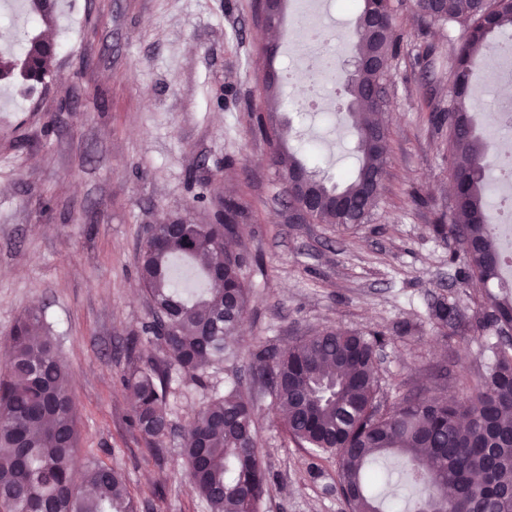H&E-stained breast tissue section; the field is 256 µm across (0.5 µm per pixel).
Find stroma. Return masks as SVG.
Returning <instances> with one entry per match:
<instances>
[{
	"mask_svg": "<svg viewBox=\"0 0 512 512\" xmlns=\"http://www.w3.org/2000/svg\"><path fill=\"white\" fill-rule=\"evenodd\" d=\"M47 34L56 80L34 93L0 83V344L39 309L70 375L79 430L74 463L120 468L137 512H208L192 490L181 436L212 395L239 384L251 398L269 475L257 512H348L335 460L284 431L253 355L332 326L384 336L376 370L390 399L413 390L454 393L458 374L491 358L483 290L468 287V258L434 225L454 208L448 124L450 66L460 32L392 0L397 46L384 79L387 165L365 223L293 224L268 143L252 116L264 109L266 63L258 0H58ZM320 9L351 57L356 0ZM294 5L275 27L277 114L305 166L327 183L353 168L350 96L308 108L291 64L300 56ZM235 201L243 212L232 250L248 260V311L229 365L207 387L169 373L170 432L144 437L130 422L123 375L166 367L146 327L139 245L151 224H204ZM459 314L431 315L436 302Z\"/></svg>",
	"mask_w": 512,
	"mask_h": 512,
	"instance_id": "stroma-1",
	"label": "stroma"
}]
</instances>
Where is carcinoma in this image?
Returning <instances> with one entry per match:
<instances>
[{
    "label": "carcinoma",
    "instance_id": "1",
    "mask_svg": "<svg viewBox=\"0 0 512 512\" xmlns=\"http://www.w3.org/2000/svg\"><path fill=\"white\" fill-rule=\"evenodd\" d=\"M45 26L56 17L50 0H28ZM353 56L384 61L394 53L392 33L379 38L369 17L392 14L389 0H360ZM426 19L461 29L452 65V100L448 106L449 160L456 182L454 223L436 224L440 236L454 235L465 246L471 277L486 288L500 279L503 264L496 226L487 215L486 168L492 143L475 132L470 94L473 60L491 48L493 34L512 27V4L506 0H446L433 9L415 0ZM56 43L43 33L26 39L24 53L0 54V82L19 77L33 91L55 76ZM386 69L361 67L345 79L353 105L358 164L341 185L314 182L319 202L309 215L315 224H361L377 202L363 195L366 171L385 174L386 150L372 132L385 137L374 120L379 105L364 91L382 83ZM269 111L282 104L278 81L264 83ZM258 125L274 163L293 175L307 172L295 159L282 129ZM242 212L233 201L208 224L187 225L188 231L163 242L145 238L139 249V278L151 302L147 330L162 342L171 364L205 384L204 369L224 363L235 347L233 331L248 309L244 283L245 257L225 246L234 236ZM182 255L203 262L208 282L192 298L174 288L170 260ZM487 323L496 328L491 344L494 360L475 376L455 378L457 398L411 394L391 405L375 372L378 333L335 328L318 331L282 349H261L262 377L272 389L289 438L318 457L336 458L338 489L350 512H382L370 484L382 475H367L380 457L401 465L405 483L424 491L414 512H440L445 498L457 512H512V296H489ZM0 512H137L122 471L90 460L82 491L75 483L71 460L78 444L75 404L66 366L49 336L43 318L29 311L17 320L0 353ZM166 371L156 367L125 373L122 384L133 424L159 441L169 428ZM187 477L209 512H257L268 485L262 465L252 403L233 387L215 396L196 414L182 438Z\"/></svg>",
    "mask_w": 512,
    "mask_h": 512
}]
</instances>
